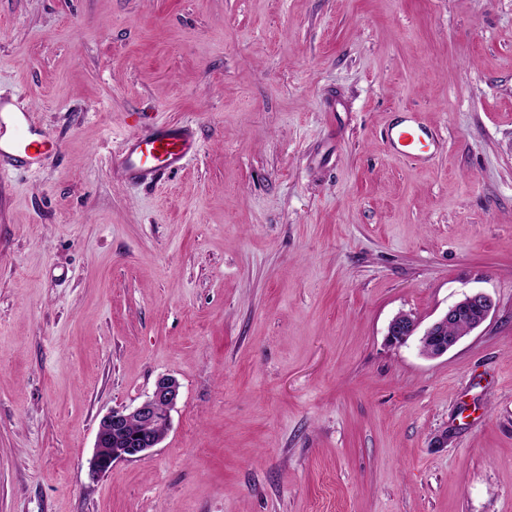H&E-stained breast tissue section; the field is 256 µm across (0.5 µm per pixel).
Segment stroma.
I'll return each mask as SVG.
<instances>
[{"label": "stroma", "instance_id": "35a3bbf8", "mask_svg": "<svg viewBox=\"0 0 512 512\" xmlns=\"http://www.w3.org/2000/svg\"><path fill=\"white\" fill-rule=\"evenodd\" d=\"M20 92L55 150L0 177V512H512V0H0ZM139 112L186 169L125 179ZM477 291L447 354L387 342ZM162 375L164 441L91 477ZM402 113L404 115L388 127L389 145L397 155L415 164H423L433 154L436 135L420 122L417 112ZM419 327L417 320H413L405 313L395 316L389 323L387 338L392 344H405L415 334Z\"/></svg>", "mask_w": 512, "mask_h": 512}]
</instances>
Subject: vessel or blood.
Here are the masks:
<instances>
[{
  "mask_svg": "<svg viewBox=\"0 0 512 512\" xmlns=\"http://www.w3.org/2000/svg\"><path fill=\"white\" fill-rule=\"evenodd\" d=\"M387 139L397 155L416 164L427 162L437 144L435 134L414 112L404 113L393 122ZM52 147L23 97L0 96V173L41 165ZM198 151L199 142L190 125L157 124L140 114L116 164L127 180L153 181L184 170Z\"/></svg>",
  "mask_w": 512,
  "mask_h": 512,
  "instance_id": "1",
  "label": "vessel or blood"
}]
</instances>
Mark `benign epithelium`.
Masks as SVG:
<instances>
[{
	"label": "benign epithelium",
	"mask_w": 512,
	"mask_h": 512,
	"mask_svg": "<svg viewBox=\"0 0 512 512\" xmlns=\"http://www.w3.org/2000/svg\"><path fill=\"white\" fill-rule=\"evenodd\" d=\"M494 309L490 296L483 292L465 295L450 306L445 314L424 332L427 340V355L432 358L448 353L460 340L459 336H448V323L466 317L474 328L481 326ZM419 323L406 314L395 316L387 329L388 340L396 345L406 343L415 334ZM180 396V383L173 377L163 375L155 381L152 392L132 408L122 407L105 414L99 421L95 445L89 461L93 476L104 474L118 460L142 458L150 454L164 439L159 426L170 427L171 411ZM136 421L140 429L131 433L129 423Z\"/></svg>",
	"instance_id": "7a95c632"
}]
</instances>
